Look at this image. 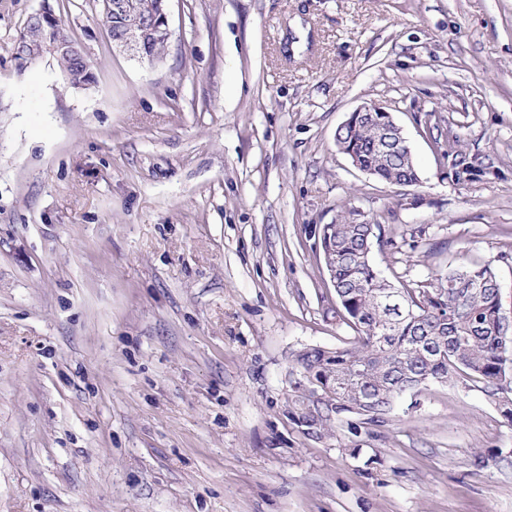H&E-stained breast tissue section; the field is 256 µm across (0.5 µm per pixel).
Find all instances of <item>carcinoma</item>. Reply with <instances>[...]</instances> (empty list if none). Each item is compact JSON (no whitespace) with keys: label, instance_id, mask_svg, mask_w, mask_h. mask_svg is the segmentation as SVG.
Masks as SVG:
<instances>
[{"label":"carcinoma","instance_id":"cac0c4a2","mask_svg":"<svg viewBox=\"0 0 512 512\" xmlns=\"http://www.w3.org/2000/svg\"><path fill=\"white\" fill-rule=\"evenodd\" d=\"M110 37L123 29H137L158 16L163 0H125L126 10L112 13L113 0H101ZM64 31L56 17L44 22L27 20L14 45L19 73L38 59L40 50ZM71 82L89 84L88 60L69 54L55 57ZM375 116L340 132L339 143L362 154L366 167L387 184L404 176L420 182L415 161L401 153L385 155L379 149ZM448 133L449 175L459 184L474 181L490 166L478 153L456 149ZM381 225L325 224L319 230L324 264L342 317L357 336L336 349L313 348L295 355L299 377L291 382L288 420L302 435L320 441L333 423L347 420L349 431L362 425L381 426L390 420L398 401L417 394L432 382L452 384L463 375L484 384L489 396L512 402V338L504 330L499 283L493 270L459 265L434 280L393 283L381 278L371 264L373 245L383 244ZM395 294L402 312L381 301Z\"/></svg>","mask_w":512,"mask_h":512}]
</instances>
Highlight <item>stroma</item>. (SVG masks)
I'll list each match as a JSON object with an SVG mask.
<instances>
[{"label":"stroma","instance_id":"35a3bbf8","mask_svg":"<svg viewBox=\"0 0 512 512\" xmlns=\"http://www.w3.org/2000/svg\"><path fill=\"white\" fill-rule=\"evenodd\" d=\"M44 6L85 88L49 55L18 73ZM169 27L151 63L99 0H0V512H512L482 383L322 441L287 415L295 353L354 336L322 225L379 221L392 282L490 266L512 318V0H170ZM370 102L418 186L337 149ZM452 133L490 174L449 178ZM34 14L48 21L27 19L24 32L16 41L13 49L15 59L18 61L17 69L21 74L26 71L32 62L38 59L40 50H42L44 45L57 33L63 32L67 36H70L55 15L49 20L50 12L48 8L44 7L34 12ZM67 36H60L56 43L46 46L42 55L50 54L51 56H55L57 52L62 51L85 59L81 61L69 54H57V56L54 57L61 72L64 75L68 74L71 76L70 82L68 81L70 85L71 83L89 84L93 76L91 65L85 58V54L78 43L72 42Z\"/></svg>","mask_w":512,"mask_h":512}]
</instances>
